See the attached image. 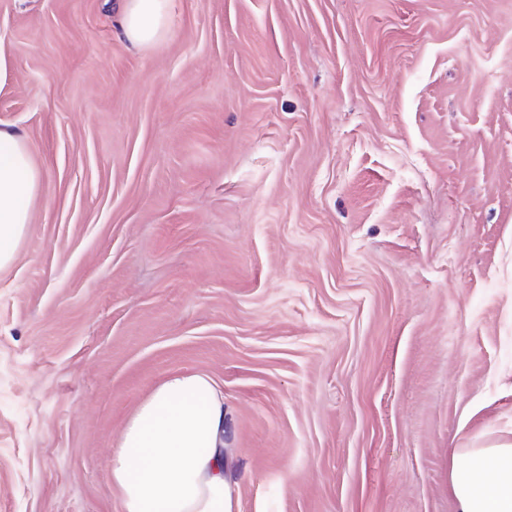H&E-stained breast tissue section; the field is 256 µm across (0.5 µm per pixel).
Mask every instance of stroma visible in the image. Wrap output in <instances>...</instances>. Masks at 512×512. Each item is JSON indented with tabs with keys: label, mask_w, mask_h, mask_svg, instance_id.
Here are the masks:
<instances>
[{
	"label": "stroma",
	"mask_w": 512,
	"mask_h": 512,
	"mask_svg": "<svg viewBox=\"0 0 512 512\" xmlns=\"http://www.w3.org/2000/svg\"><path fill=\"white\" fill-rule=\"evenodd\" d=\"M0 0L44 170L0 271V512H124L123 425L224 394L236 512H459L512 438V0ZM121 30L135 46L161 41L168 31L170 0H122ZM487 473L491 481L485 480ZM450 486L459 512H512V440L458 449Z\"/></svg>",
	"instance_id": "35a3bbf8"
}]
</instances>
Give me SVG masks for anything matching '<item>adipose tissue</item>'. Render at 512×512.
I'll return each mask as SVG.
<instances>
[{"label": "adipose tissue", "instance_id": "obj_1", "mask_svg": "<svg viewBox=\"0 0 512 512\" xmlns=\"http://www.w3.org/2000/svg\"><path fill=\"white\" fill-rule=\"evenodd\" d=\"M170 0H124L121 30L133 45L161 41ZM43 178L27 140L0 126V270L28 235ZM224 395L206 375L161 381L124 425L112 482L125 512H234L225 473ZM450 486L460 512H512V440L458 449Z\"/></svg>", "mask_w": 512, "mask_h": 512}]
</instances>
